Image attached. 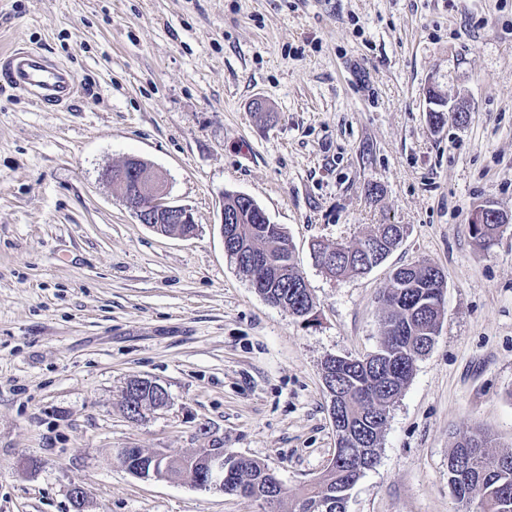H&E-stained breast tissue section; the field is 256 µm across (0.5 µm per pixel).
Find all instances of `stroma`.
<instances>
[{
  "label": "stroma",
  "instance_id": "stroma-1",
  "mask_svg": "<svg viewBox=\"0 0 512 512\" xmlns=\"http://www.w3.org/2000/svg\"><path fill=\"white\" fill-rule=\"evenodd\" d=\"M13 48L78 89L45 109L0 88V512H264L116 458L207 447L268 465L291 512L335 454L323 361L379 348L388 275L418 261L445 275L439 334L346 512H465L455 441L481 429L512 451V223L487 249L469 234L479 206L512 215V0H0ZM431 87L465 123L429 127ZM129 155L165 174L193 236L140 223L102 181ZM228 192L284 228L315 321L227 257ZM379 224L407 233L368 274L317 265L314 243ZM135 377L170 399L137 422Z\"/></svg>",
  "mask_w": 512,
  "mask_h": 512
}]
</instances>
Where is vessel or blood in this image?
<instances>
[{"instance_id": "obj_1", "label": "vessel or blood", "mask_w": 512, "mask_h": 512, "mask_svg": "<svg viewBox=\"0 0 512 512\" xmlns=\"http://www.w3.org/2000/svg\"><path fill=\"white\" fill-rule=\"evenodd\" d=\"M0 76L42 107L66 103L75 93L74 74L37 52L0 54Z\"/></svg>"}]
</instances>
